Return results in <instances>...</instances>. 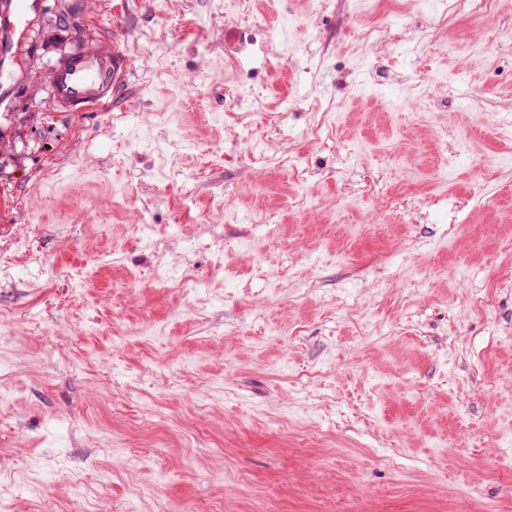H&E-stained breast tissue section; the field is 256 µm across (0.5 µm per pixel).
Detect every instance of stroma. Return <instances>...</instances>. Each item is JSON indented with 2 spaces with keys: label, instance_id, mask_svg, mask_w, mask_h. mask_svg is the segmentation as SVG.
Returning <instances> with one entry per match:
<instances>
[{
  "label": "stroma",
  "instance_id": "1",
  "mask_svg": "<svg viewBox=\"0 0 512 512\" xmlns=\"http://www.w3.org/2000/svg\"><path fill=\"white\" fill-rule=\"evenodd\" d=\"M34 14L0 69L7 512H512V0ZM114 45L108 111L61 108ZM128 70L124 53L89 51L58 67L54 80L55 97L72 112L104 109L112 87Z\"/></svg>",
  "mask_w": 512,
  "mask_h": 512
}]
</instances>
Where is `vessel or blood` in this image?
Instances as JSON below:
<instances>
[{
    "instance_id": "vessel-or-blood-1",
    "label": "vessel or blood",
    "mask_w": 512,
    "mask_h": 512,
    "mask_svg": "<svg viewBox=\"0 0 512 512\" xmlns=\"http://www.w3.org/2000/svg\"><path fill=\"white\" fill-rule=\"evenodd\" d=\"M15 35L25 40L31 21L30 0H14ZM128 70V59L120 51H89L60 65L54 93L61 105L74 112L105 108L113 87Z\"/></svg>"
}]
</instances>
